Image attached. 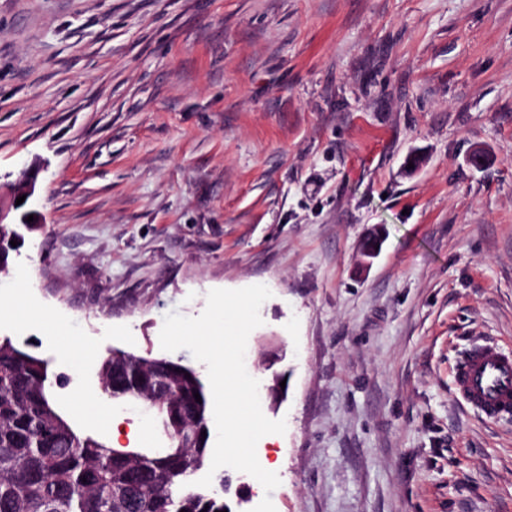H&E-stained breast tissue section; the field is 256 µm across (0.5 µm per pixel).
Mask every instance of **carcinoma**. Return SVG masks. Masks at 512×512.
<instances>
[{
	"mask_svg": "<svg viewBox=\"0 0 512 512\" xmlns=\"http://www.w3.org/2000/svg\"><path fill=\"white\" fill-rule=\"evenodd\" d=\"M15 229L0 225V271L8 268ZM121 352L102 360L100 397L153 401L170 440L155 456L111 448L78 435L53 398L49 362L0 339V512H224L216 492L189 489L209 438L182 448L178 437L209 429L210 390L195 369L168 358ZM201 401H196L194 394Z\"/></svg>",
	"mask_w": 512,
	"mask_h": 512,
	"instance_id": "obj_1",
	"label": "carcinoma"
}]
</instances>
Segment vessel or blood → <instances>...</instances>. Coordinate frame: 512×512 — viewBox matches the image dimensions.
<instances>
[{"label": "vessel or blood", "instance_id": "vessel-or-blood-1", "mask_svg": "<svg viewBox=\"0 0 512 512\" xmlns=\"http://www.w3.org/2000/svg\"><path fill=\"white\" fill-rule=\"evenodd\" d=\"M452 385L488 422L512 416V352L488 341L473 342L451 370Z\"/></svg>", "mask_w": 512, "mask_h": 512}]
</instances>
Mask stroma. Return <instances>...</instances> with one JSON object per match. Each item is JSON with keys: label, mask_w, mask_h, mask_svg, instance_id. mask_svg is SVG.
<instances>
[{"label": "stroma", "mask_w": 512, "mask_h": 512, "mask_svg": "<svg viewBox=\"0 0 512 512\" xmlns=\"http://www.w3.org/2000/svg\"><path fill=\"white\" fill-rule=\"evenodd\" d=\"M31 166L39 228L0 279L27 270L81 366L39 324L0 337L77 432L114 441L72 411L112 350L164 357L166 315L261 283L280 484L231 471V512H512V419L450 376L512 350V0H0V194Z\"/></svg>", "instance_id": "1"}]
</instances>
